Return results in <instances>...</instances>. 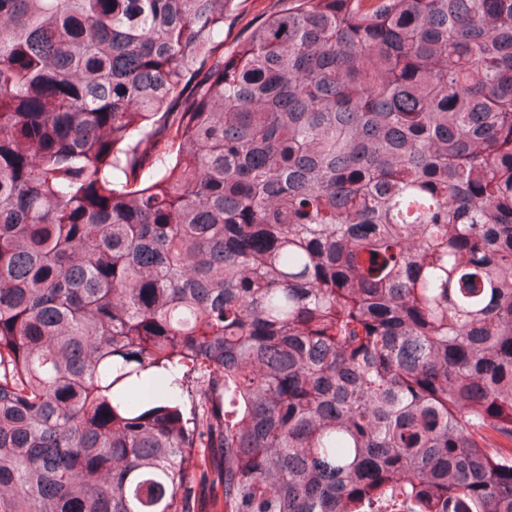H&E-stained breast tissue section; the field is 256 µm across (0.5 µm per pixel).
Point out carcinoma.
<instances>
[{
  "label": "carcinoma",
  "instance_id": "carcinoma-1",
  "mask_svg": "<svg viewBox=\"0 0 512 512\" xmlns=\"http://www.w3.org/2000/svg\"><path fill=\"white\" fill-rule=\"evenodd\" d=\"M0 0V512H512V0ZM231 11L229 12V22L231 25L228 29L231 36L228 42H231L235 36H239L244 24L254 16L260 15L262 12L272 11L276 6L274 0H232ZM227 24V25H228ZM227 25H224V36L227 32ZM233 25V27H232Z\"/></svg>",
  "mask_w": 512,
  "mask_h": 512
}]
</instances>
